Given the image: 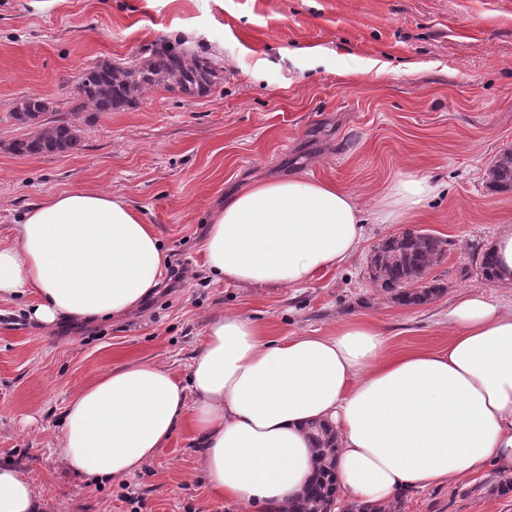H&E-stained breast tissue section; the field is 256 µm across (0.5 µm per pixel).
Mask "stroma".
<instances>
[{"label": "stroma", "instance_id": "obj_1", "mask_svg": "<svg viewBox=\"0 0 512 512\" xmlns=\"http://www.w3.org/2000/svg\"><path fill=\"white\" fill-rule=\"evenodd\" d=\"M182 43L222 80L203 95L155 89L82 123L61 155L14 154L12 117L37 94L71 111L81 73L148 45ZM512 149V0H0V240L30 205L70 189L123 197L167 253L187 262L185 287L155 293L136 313L42 326L27 298L0 301V463L17 464L46 512H256L213 495L198 441L178 428L137 474L87 482L56 452L67 403L99 372L149 358L185 377L208 323L253 319L268 338L327 334L365 317L397 351L448 344V307L486 294L512 311V289L474 261L496 225L512 222V192L489 188ZM309 175L373 203L398 178L435 192L400 224H370L341 268L302 288L214 284L202 272L215 203L269 177ZM408 229L448 241L433 277L445 291L419 307L388 301L367 257ZM402 512H512L491 472L406 491Z\"/></svg>", "mask_w": 512, "mask_h": 512}]
</instances>
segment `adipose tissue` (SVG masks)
<instances>
[{"label": "adipose tissue", "mask_w": 512, "mask_h": 512, "mask_svg": "<svg viewBox=\"0 0 512 512\" xmlns=\"http://www.w3.org/2000/svg\"><path fill=\"white\" fill-rule=\"evenodd\" d=\"M432 185L397 180L372 208L336 184L306 177L250 183L225 198L203 241L209 279L299 287L342 267L368 223L424 208ZM169 258L125 200L72 189L30 206L0 244V300L31 296L44 326L139 310ZM447 347L393 351L375 321H342L326 335L266 338L253 321H210L185 379L145 358L95 376L67 405L57 451L96 480L137 473L184 426L201 443L210 489L286 512L309 482L308 427L340 440L344 497L388 502L416 486L512 471V312L482 295L448 309ZM18 469L0 465V512H44Z\"/></svg>", "instance_id": "adipose-tissue-1"}]
</instances>
